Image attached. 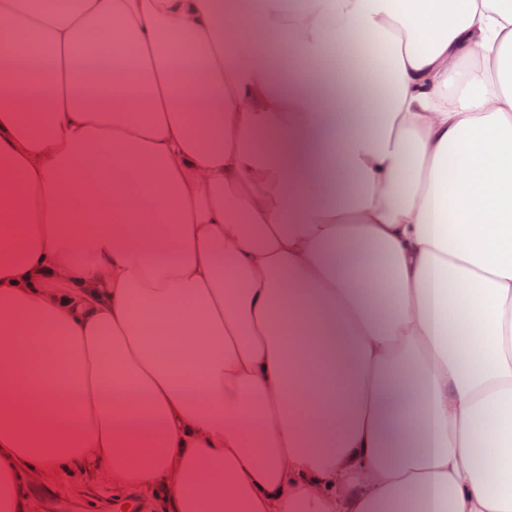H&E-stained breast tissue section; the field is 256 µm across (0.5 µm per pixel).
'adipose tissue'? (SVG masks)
<instances>
[{
  "label": "adipose tissue",
  "instance_id": "1",
  "mask_svg": "<svg viewBox=\"0 0 512 512\" xmlns=\"http://www.w3.org/2000/svg\"><path fill=\"white\" fill-rule=\"evenodd\" d=\"M0 512H512V0H0ZM387 98L319 70L348 37ZM385 267L390 294L373 276ZM68 495L67 506L60 503L59 491ZM97 491L103 497L102 508L93 512H123V506H117L112 496L129 493L112 491V486L92 473L75 470L71 475L51 474L35 480L27 489L30 512H89L80 510L79 502L89 492ZM51 503L54 506H50ZM113 503V504H112ZM112 504V507H111Z\"/></svg>",
  "mask_w": 512,
  "mask_h": 512
}]
</instances>
